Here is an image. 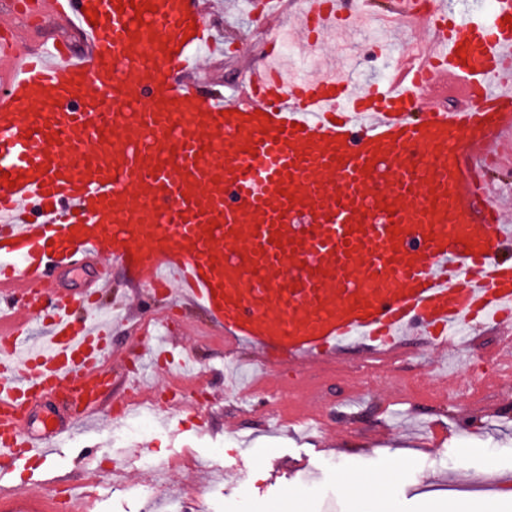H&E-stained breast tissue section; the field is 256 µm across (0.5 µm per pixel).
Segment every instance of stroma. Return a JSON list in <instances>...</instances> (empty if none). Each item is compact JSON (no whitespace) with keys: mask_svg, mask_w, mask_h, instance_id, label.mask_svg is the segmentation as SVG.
I'll return each mask as SVG.
<instances>
[{"mask_svg":"<svg viewBox=\"0 0 512 512\" xmlns=\"http://www.w3.org/2000/svg\"><path fill=\"white\" fill-rule=\"evenodd\" d=\"M261 0H209L207 21L220 47L200 74L217 82L225 94H239L252 65L271 59L280 71L306 58L310 72L323 69L322 51L305 47L295 32V52L266 51L278 31L295 20L294 0H286L278 21L258 23L249 7ZM357 82H366L396 63L400 46L387 37L371 40L366 24L353 27L349 39ZM175 347L192 348L199 369L209 375L214 398L202 399L200 418L190 409L161 411L151 429L118 440L115 424L76 434L64 442L54 463L20 464L1 475L0 486L29 494L46 492L53 477L67 485H85L97 475V489L107 496L104 512H353L339 474H375L386 469L390 454L404 450L406 465L387 491L391 512H425L430 501L449 495L471 496L466 480L481 470L512 479V386H502L494 363L485 355L495 338L482 335L478 346L449 358L458 381L487 391L483 404L466 400L423 401L416 387L442 391L438 353L410 345L405 357L370 375L357 357L337 369L322 366L307 379L319 380L342 417L339 429L325 426L308 433L268 416L266 389L296 395L307 406L302 386L287 367L265 366L259 353L239 345L231 353L181 337L177 324L166 329ZM481 444V455L462 457L464 445ZM168 462L170 473L159 481L152 503L134 498L142 481L141 457Z\"/></svg>","mask_w":512,"mask_h":512,"instance_id":"1","label":"stroma"}]
</instances>
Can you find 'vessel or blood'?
Wrapping results in <instances>:
<instances>
[{"label": "vessel or blood", "instance_id": "1", "mask_svg": "<svg viewBox=\"0 0 512 512\" xmlns=\"http://www.w3.org/2000/svg\"><path fill=\"white\" fill-rule=\"evenodd\" d=\"M21 12L79 45L14 34ZM302 14L315 37L356 21L338 0ZM389 15L436 30L394 81L261 63L229 99L196 75L215 46L202 0H0L1 473L112 417L126 372L111 319L90 311L111 283L72 297L56 278L107 250L265 363L390 358L410 335L488 328L512 366V225L482 175L512 155V0L484 17L396 0ZM46 397L75 416L36 433ZM0 512L50 506L0 489Z\"/></svg>", "mask_w": 512, "mask_h": 512}]
</instances>
